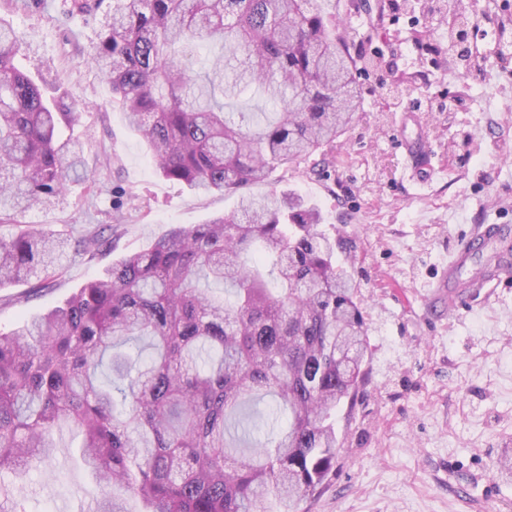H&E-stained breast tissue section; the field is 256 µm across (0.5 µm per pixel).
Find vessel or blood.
Segmentation results:
<instances>
[{"label":"vessel or blood","mask_w":512,"mask_h":512,"mask_svg":"<svg viewBox=\"0 0 512 512\" xmlns=\"http://www.w3.org/2000/svg\"><path fill=\"white\" fill-rule=\"evenodd\" d=\"M414 114H402L398 129L400 136L398 144L406 153L410 165L406 178L418 190H426L432 180L443 173L444 168L435 162V153L422 136H409L406 133L408 125L416 123ZM512 231L503 224H480L474 226L469 237L452 253L441 271L438 280L433 284L430 295L437 300L447 301L449 306L461 309L471 301V293L467 282L461 278L463 268L472 260L474 255L492 244H499L500 249L494 255L485 273L480 277L481 282H489L490 278L499 276L501 270L512 263V248L508 247L507 239Z\"/></svg>","instance_id":"obj_1"}]
</instances>
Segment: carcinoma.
Here are the masks:
<instances>
[{"instance_id": "carcinoma-1", "label": "carcinoma", "mask_w": 512, "mask_h": 512, "mask_svg": "<svg viewBox=\"0 0 512 512\" xmlns=\"http://www.w3.org/2000/svg\"><path fill=\"white\" fill-rule=\"evenodd\" d=\"M103 0H71L89 16ZM448 46L463 33L452 5ZM212 66L179 62L195 39ZM0 18V288L65 272L66 241L17 217L50 209L89 178L62 109L15 60ZM89 55L159 173L230 193L270 168L318 157L358 118L359 59L317 0H110ZM255 89L265 125L227 103ZM319 211L282 191L242 195L231 215L174 225L62 305L0 333V473L22 481L63 430L83 438L96 512H302L341 448L336 412L366 382L369 341L354 285Z\"/></svg>"}]
</instances>
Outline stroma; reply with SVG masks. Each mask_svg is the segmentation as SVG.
<instances>
[{
    "label": "stroma",
    "mask_w": 512,
    "mask_h": 512,
    "mask_svg": "<svg viewBox=\"0 0 512 512\" xmlns=\"http://www.w3.org/2000/svg\"><path fill=\"white\" fill-rule=\"evenodd\" d=\"M346 28L355 51L378 47L386 82L360 76L363 110L336 140L330 164L274 169L250 193L293 191L316 204L320 231L340 242L336 263L357 285L369 336L368 382L339 414L342 453L306 512H512V480L495 465L512 455V287L479 289L451 313L429 303L428 285L477 224L512 225V80L492 40L475 44L478 73L462 74L447 53L448 25L430 0H399L418 25L360 9V0H319ZM69 0H0L24 38L20 67L81 109L73 135L95 170L27 224L109 244L72 255L63 276L0 288V331L61 305L112 263L146 248L171 225L205 224L232 212L238 196L196 193L163 178L90 63L104 12L70 15ZM424 106H417V99ZM455 100L450 111L437 104ZM415 111L447 171L418 195L402 177L394 145L398 113ZM21 512H88L101 493L72 436L35 462L24 484L0 475Z\"/></svg>",
    "instance_id": "1"
}]
</instances>
